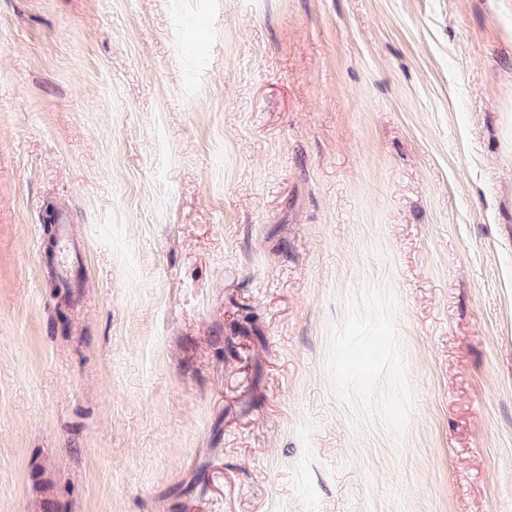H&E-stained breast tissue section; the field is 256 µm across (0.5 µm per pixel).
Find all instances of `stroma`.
Wrapping results in <instances>:
<instances>
[{"label": "stroma", "mask_w": 512, "mask_h": 512, "mask_svg": "<svg viewBox=\"0 0 512 512\" xmlns=\"http://www.w3.org/2000/svg\"><path fill=\"white\" fill-rule=\"evenodd\" d=\"M0 512H512V0H0ZM53 222L57 224V231L59 234V237L67 243L69 246L72 247L71 250H68V255L66 258V261L63 266V274L68 277L70 275V270L72 266L75 263H79V252L75 248V246H72L70 243L71 237H70V224L71 219L67 212L65 211H57L54 212V218Z\"/></svg>", "instance_id": "stroma-1"}]
</instances>
